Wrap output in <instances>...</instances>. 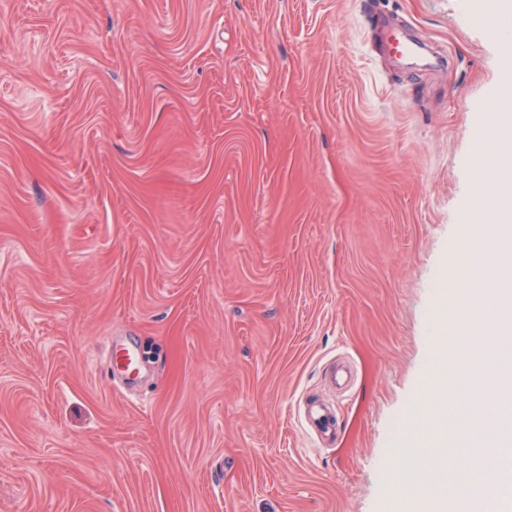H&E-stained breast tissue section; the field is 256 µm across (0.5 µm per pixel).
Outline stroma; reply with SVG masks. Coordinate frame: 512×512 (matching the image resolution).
<instances>
[{
  "label": "stroma",
  "instance_id": "1",
  "mask_svg": "<svg viewBox=\"0 0 512 512\" xmlns=\"http://www.w3.org/2000/svg\"><path fill=\"white\" fill-rule=\"evenodd\" d=\"M479 6L0 0V512L410 494L391 451L511 72ZM112 362L122 372L128 373V381H133L140 373L139 358L136 352L117 342L112 344ZM308 424L319 432L321 437H333L336 430V412L321 402H311L308 407Z\"/></svg>",
  "mask_w": 512,
  "mask_h": 512
}]
</instances>
